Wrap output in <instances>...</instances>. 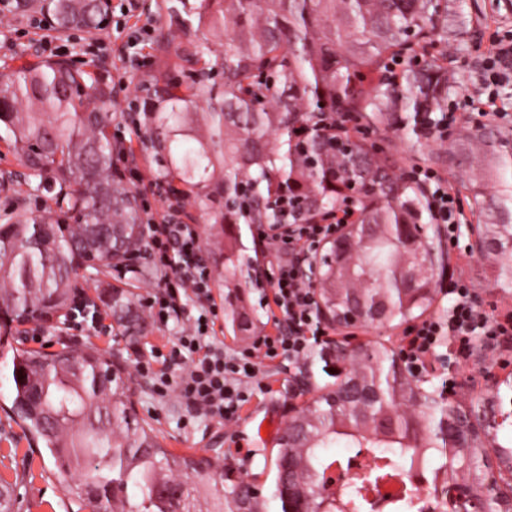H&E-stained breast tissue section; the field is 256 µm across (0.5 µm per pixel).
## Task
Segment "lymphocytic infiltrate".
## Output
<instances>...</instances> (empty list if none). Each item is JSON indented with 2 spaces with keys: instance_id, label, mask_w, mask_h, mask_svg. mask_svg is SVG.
I'll list each match as a JSON object with an SVG mask.
<instances>
[{
  "instance_id": "1",
  "label": "lymphocytic infiltrate",
  "mask_w": 512,
  "mask_h": 512,
  "mask_svg": "<svg viewBox=\"0 0 512 512\" xmlns=\"http://www.w3.org/2000/svg\"><path fill=\"white\" fill-rule=\"evenodd\" d=\"M506 83H512V30L490 37L482 59L478 95L468 98L462 108L428 115L423 120L425 128L447 133L463 108L481 115L501 114L496 89ZM408 176L426 189L434 223L444 225L450 233L465 223L462 200L449 187L447 178L420 165L412 166ZM179 213V204L172 202L162 221L147 222V250L159 276L147 307L161 325L181 316L189 297L210 296L212 288L198 234L192 225L179 221ZM255 230L258 243L272 244L277 253L276 262L261 267L255 278L257 287L271 291L260 303L274 305L279 313L276 331L256 336L243 350L225 352L214 341L218 311L211 305L172 341L169 351L155 350L153 359L137 365L139 374L151 376L159 395L177 391L189 414L235 421L254 394L270 390L263 363L298 366L312 343L325 333L313 319L317 302L313 288L301 274L300 258L323 246L327 225L285 224L274 229L259 224ZM449 293L445 315L422 320L408 328L402 338L400 352L410 375L425 372L443 344H452L455 356L463 357L472 337L512 335V310L498 314L482 310L475 304L469 284L462 280L456 281Z\"/></svg>"
}]
</instances>
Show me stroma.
Returning <instances> with one entry per match:
<instances>
[{"label":"stroma","mask_w":512,"mask_h":512,"mask_svg":"<svg viewBox=\"0 0 512 512\" xmlns=\"http://www.w3.org/2000/svg\"><path fill=\"white\" fill-rule=\"evenodd\" d=\"M462 19L468 23L467 35L448 42V76L453 85L449 98L458 103L476 92L474 65L484 51L490 28L512 30V0H463L462 15L449 17V28H456ZM50 38L62 45L61 59L85 70H106L113 82L123 83V91L114 96L112 138L128 146L129 152L116 155L114 161L125 173L139 168L141 178L134 184L138 201L150 205L153 212H160L155 191L157 183L165 179L167 161L150 143L145 112L150 102L147 78L156 64L155 51L146 43L131 52L124 50L125 28L117 27L112 21L93 32L75 28L57 36L46 27H32L29 13L13 9L0 22V65L5 63L13 67L24 61L40 60L39 45ZM133 54L144 57V67L131 65L129 57ZM356 127L359 137L367 144L385 147L390 152L400 172L420 164L422 155L445 146L439 135L419 137L401 126L384 131L360 121ZM35 185L29 170L0 143V219L11 213L41 211L45 202L43 197L37 196ZM186 211L199 238L204 241L202 251L212 272V299L216 305H223L224 252L216 243L223 240L224 227L214 223L206 211L197 207L187 206ZM451 259L453 279L462 278L473 285L478 304L512 309V281L500 275L501 258L483 259L455 251ZM109 280L117 286H133L141 327L138 337L117 335L110 318L105 321V331L89 335L72 329L69 318L64 317L53 324L28 322L16 326L13 334L17 343L47 351L58 349L63 342L77 349L94 344L109 350L131 369L136 362L149 359L152 346L162 345L183 329V322L172 321L162 326L150 318L146 302L154 289L153 283H133L130 270L125 268L111 270ZM259 297L257 288H246L252 331L236 336L220 323L215 327L216 342L222 343L225 349L239 350L248 346L256 334L273 331L274 316L260 307ZM347 368L346 362L337 359L331 344H322L313 348L303 366L302 378L311 386L310 395L317 396L333 387ZM446 372L456 382L453 393L446 395V402L467 404L484 400L487 417L496 423L497 443L512 449V337L501 338L484 366H475L473 359L468 357L450 363ZM486 374L500 379L496 394L490 395L484 390L481 380ZM268 375L271 392L255 394L239 420L225 425L204 416L189 418L176 395L158 397L150 379L141 375L134 378V407L139 418L159 435L165 448L177 454L194 452L200 455L209 454L214 448L223 449V462L231 468L233 478L253 482L268 496L273 490L274 472L261 450L287 421L289 404L304 405L308 397L299 393V380L274 369L269 370ZM11 388V352L9 348L0 347V480L14 485L15 512H88L81 501L67 493L66 482L58 474L53 457L46 450L30 445L23 429L5 411ZM238 433L245 434L251 443L252 455L243 461L238 460L232 441L233 435Z\"/></svg>","instance_id":"obj_1"}]
</instances>
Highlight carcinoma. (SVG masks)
Returning a JSON list of instances; mask_svg holds the SVG:
<instances>
[{
  "instance_id": "1",
  "label": "carcinoma",
  "mask_w": 512,
  "mask_h": 512,
  "mask_svg": "<svg viewBox=\"0 0 512 512\" xmlns=\"http://www.w3.org/2000/svg\"><path fill=\"white\" fill-rule=\"evenodd\" d=\"M461 0H178L167 6L168 33L158 43L150 76L155 98L151 134L169 157L170 190L210 209L224 198L215 221L232 225L224 238L225 269L251 266L240 242L243 224H315L353 204L357 224H388L387 235L354 259L352 276L375 287L336 293L335 271L322 276L325 309L358 293L366 308L387 300L386 321L404 320L431 305V293L400 296L391 277L401 224L431 219L426 192L394 171V161L371 151L344 124L356 117L389 129L398 122L419 136L421 119L448 110V15ZM37 7L58 33L96 30L102 0H17ZM195 26L200 36L173 33ZM396 58L400 74L386 70ZM195 72L186 87L169 71ZM113 88L107 71L74 68L62 59L22 64L0 75V141L38 179L51 206L42 214L0 224V342L13 323L45 321L63 312L79 272L97 276L139 252L144 216L136 193L114 167ZM203 112H198V109ZM493 129L469 132L461 148L472 156L474 187L489 196L486 219L512 214V154L488 156L471 142ZM105 305L123 334L139 332L133 293L112 288ZM239 331L252 322L245 305L228 313ZM11 411L31 440L71 475L69 493L92 512H269L288 508L282 482L292 462L295 488L322 494L311 512H349L361 486L400 471H428L446 486L458 475H480L486 449L454 448L441 435L442 408L398 379L394 351L384 344L349 353L344 381H361L399 395L345 404L339 388L305 407L274 441V491L253 496L252 485L206 481L212 458L175 455L133 408V379L109 351L87 346L55 353L12 349ZM364 448L374 466L361 485L336 495L323 487L340 464L330 449ZM170 481L176 492L157 490Z\"/></svg>"
}]
</instances>
